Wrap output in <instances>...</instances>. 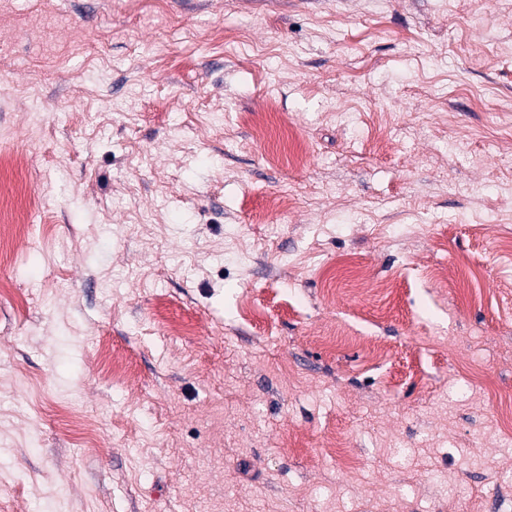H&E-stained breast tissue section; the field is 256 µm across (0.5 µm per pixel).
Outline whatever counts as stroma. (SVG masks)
I'll return each instance as SVG.
<instances>
[{
	"label": "stroma",
	"mask_w": 512,
	"mask_h": 512,
	"mask_svg": "<svg viewBox=\"0 0 512 512\" xmlns=\"http://www.w3.org/2000/svg\"><path fill=\"white\" fill-rule=\"evenodd\" d=\"M0 152V512H512V0H0ZM0 210L2 214L4 224L0 229V257L3 259H9L10 254L8 251V243L11 238L14 236L20 235L24 232V225L21 224H13L18 223V220H15L12 213V204L9 199V195L6 193L0 199Z\"/></svg>",
	"instance_id": "1"
}]
</instances>
